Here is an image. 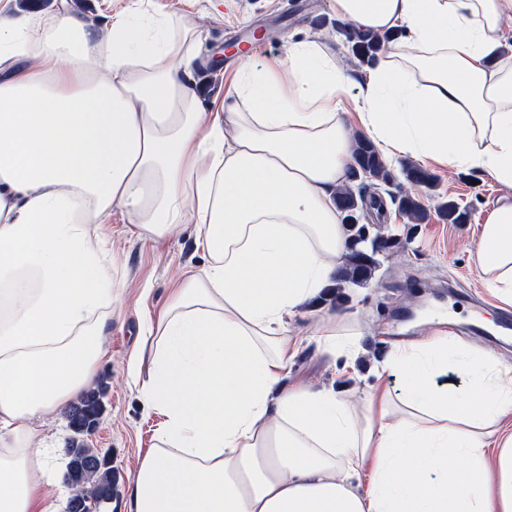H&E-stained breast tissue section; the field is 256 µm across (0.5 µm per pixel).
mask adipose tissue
<instances>
[{
	"label": "adipose tissue",
	"mask_w": 512,
	"mask_h": 512,
	"mask_svg": "<svg viewBox=\"0 0 512 512\" xmlns=\"http://www.w3.org/2000/svg\"><path fill=\"white\" fill-rule=\"evenodd\" d=\"M365 34L398 29L357 92L316 40L287 71L244 58L205 104L200 31L70 0L38 19L0 0V512H58L46 426L95 382L121 278L114 212L142 240L194 227L209 261L143 328L141 385L165 422L124 512H512V370L450 332L375 368L359 417L289 383L288 321L346 254L336 191L356 134L388 161L512 189V0H328ZM480 277L512 304V199L484 219ZM454 372L462 384L438 385ZM402 379L392 393L387 376Z\"/></svg>",
	"instance_id": "adipose-tissue-1"
}]
</instances>
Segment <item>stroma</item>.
I'll list each match as a JSON object with an SVG mask.
<instances>
[{"mask_svg": "<svg viewBox=\"0 0 512 512\" xmlns=\"http://www.w3.org/2000/svg\"><path fill=\"white\" fill-rule=\"evenodd\" d=\"M74 5L95 20L124 9L166 14L200 29L204 42L198 77L210 98L225 94L242 61L237 46L244 39L252 43L255 61L283 62L289 40L315 38L330 46L344 73L354 78L364 74L363 64L351 53L345 23L329 12L327 0H224L218 7L212 0H74ZM215 55L220 58L216 65L211 62ZM390 167L396 179L377 189L384 207L365 210L363 222L370 237L389 238L393 244L379 252L378 266L367 281L345 283L349 303L328 307L336 315L337 330L359 332L362 354L348 368L343 360L310 346L292 361L288 372L289 382L315 389L345 386L348 400L360 412L365 411V395L375 382L374 360L427 337L443 320L453 324L459 344L496 350L500 361L512 366V339L481 322L485 316L500 319L504 304L483 285L475 263L479 226L503 197L504 188L475 173L438 165L428 169L432 183L418 185L401 175V161L391 162ZM407 195L423 204L428 214L425 223L408 226L398 207L399 199ZM448 201L466 208V223L452 224L442 215L441 206ZM192 233V225L183 224L159 242H145L131 234L124 216H112L108 235L123 273V291L121 305L106 329L107 355L97 367L105 412L90 441L110 452L116 480L112 500L100 512H123L126 485L155 442L161 417L144 406L130 364L140 321L156 317L184 270L207 262L195 250ZM50 433L53 462L47 477L66 500L72 494L64 481L71 435L68 419L57 421Z\"/></svg>", "mask_w": 512, "mask_h": 512, "instance_id": "35a3bbf8", "label": "stroma"}]
</instances>
